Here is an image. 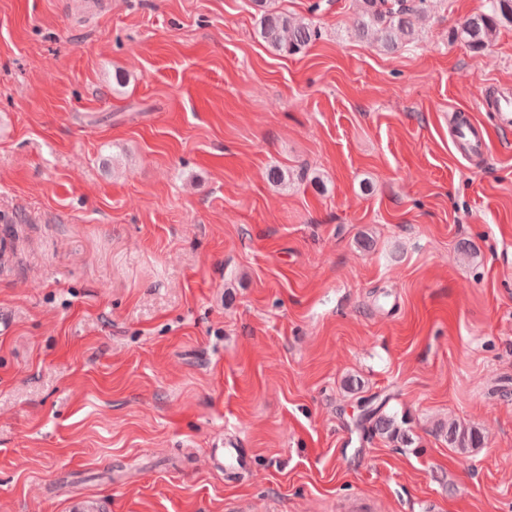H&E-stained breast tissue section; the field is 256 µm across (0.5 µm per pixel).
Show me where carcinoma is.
Instances as JSON below:
<instances>
[{
	"mask_svg": "<svg viewBox=\"0 0 512 512\" xmlns=\"http://www.w3.org/2000/svg\"><path fill=\"white\" fill-rule=\"evenodd\" d=\"M358 4L357 34L378 47L393 51L403 43L418 39L415 19L425 13L431 0H355ZM512 24V0H485L482 10L470 15L450 30L452 38L474 50L488 48L499 27ZM260 36L274 51L295 55L301 53L316 36L315 29L303 20L285 13L264 11L260 20ZM372 433L392 441H406L397 415L389 413L367 415ZM446 433L448 444L459 448H479L484 437L476 429L455 422L439 424Z\"/></svg>",
	"mask_w": 512,
	"mask_h": 512,
	"instance_id": "cac0c4a2",
	"label": "carcinoma"
}]
</instances>
